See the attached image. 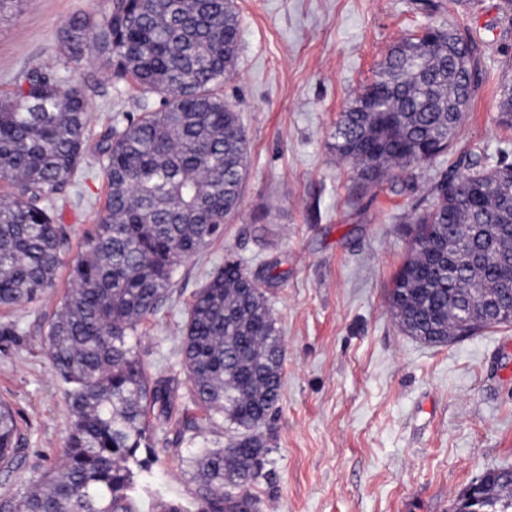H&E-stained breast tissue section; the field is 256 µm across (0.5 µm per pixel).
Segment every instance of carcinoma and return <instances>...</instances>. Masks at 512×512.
I'll return each mask as SVG.
<instances>
[{
    "mask_svg": "<svg viewBox=\"0 0 512 512\" xmlns=\"http://www.w3.org/2000/svg\"><path fill=\"white\" fill-rule=\"evenodd\" d=\"M228 0H108L58 33L55 61L37 64L0 96V306L30 303L54 287L66 233L53 194L79 169L90 121L89 59L141 93L138 117L112 120L98 149L107 194L94 232L70 267L67 290L43 338L68 386L72 420L60 462L33 486L0 497V512H138L135 488L154 462V420L171 413V380L148 372L133 338L166 299L176 267L208 245L238 211L247 142L224 100L238 51ZM482 66L471 36L441 29L390 48L373 82L374 109L356 93L331 149L365 188L446 152ZM499 112L512 125V86ZM464 170L436 180L431 203L388 291L402 331L446 344L475 322L485 299L512 297V170L464 155ZM181 362L204 420L228 423L227 444L199 449L196 512H259L243 479L264 477L259 428L275 416L285 348L265 292L229 260L193 295ZM17 423L0 404V468L16 460ZM480 512H512V469L485 472Z\"/></svg>",
    "mask_w": 512,
    "mask_h": 512,
    "instance_id": "cac0c4a2",
    "label": "carcinoma"
}]
</instances>
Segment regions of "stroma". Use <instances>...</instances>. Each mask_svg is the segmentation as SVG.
<instances>
[{"label":"stroma","instance_id":"35a3bbf8","mask_svg":"<svg viewBox=\"0 0 512 512\" xmlns=\"http://www.w3.org/2000/svg\"><path fill=\"white\" fill-rule=\"evenodd\" d=\"M106 0H23L0 23V95L18 74L58 53L71 16ZM238 57L224 99L246 132L240 207L224 233L174 274L165 303L139 326L136 350L171 379L172 415L155 422L156 461L135 494L193 506L188 459L200 439L182 370L181 330L193 293L225 259L242 262L265 291L286 359L274 421L264 427L266 477L252 487L260 512H452L458 494L490 469L512 468V325L428 345L394 319L387 291L406 260L416 205L462 154L512 164V125L501 123V85L512 82V0H232ZM474 36L483 82L449 152L410 167L401 191L354 190L331 149L336 120L371 83L388 50L424 28ZM80 78L92 122L84 161L55 200L69 245L53 288L0 307V401L17 421V460L0 471V496L23 490L59 461L71 412L42 337L69 285V268L107 193L96 145L113 119L140 111L132 85Z\"/></svg>","mask_w":512,"mask_h":512}]
</instances>
